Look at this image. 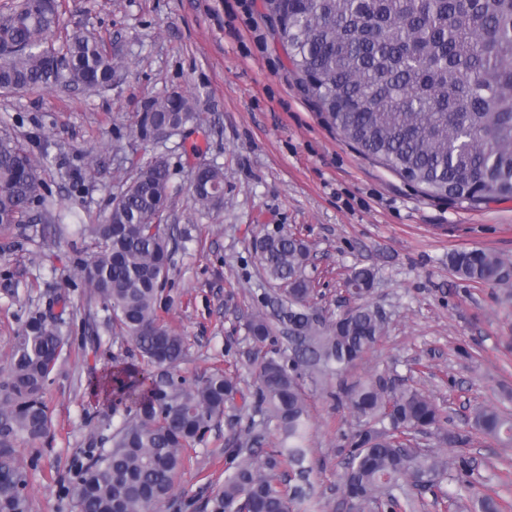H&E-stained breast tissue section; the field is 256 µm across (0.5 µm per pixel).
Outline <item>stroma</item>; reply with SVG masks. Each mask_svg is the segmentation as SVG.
Instances as JSON below:
<instances>
[{"label":"stroma","instance_id":"obj_1","mask_svg":"<svg viewBox=\"0 0 512 512\" xmlns=\"http://www.w3.org/2000/svg\"><path fill=\"white\" fill-rule=\"evenodd\" d=\"M76 32L111 41L120 62L111 86L0 91V136L41 159L46 197L18 228L0 232V368L49 297L61 300L67 339V356L45 396L53 432L13 451L28 512H79L74 488L81 469L108 426L124 417L100 385L114 368L141 359L74 275L91 253L77 227L103 223L136 164L153 156L165 160L172 193L161 223L170 249L162 314L187 343L177 372L239 371L247 397L220 418L180 472L170 512H206L207 498L224 481L225 449L249 433L270 443L276 438L262 423L254 369L271 353L288 357L291 345L277 317L279 287L260 273L252 242L278 227L309 246L304 275L323 323L351 304L347 273L373 271L368 300L383 315L385 334L354 376L384 374L441 407L458 442L426 435L420 447L452 467L468 462L481 481L478 494H461L454 512H480L482 495L512 512V445L469 426L479 405L512 414V200L473 205L426 196L342 141L301 90L264 0H67L48 43L62 48ZM175 90L207 95L203 123L168 138L139 139L143 103ZM201 163L224 169L220 211L201 212L193 203L191 172ZM471 249L503 260L500 283L479 284L452 271L449 255ZM258 313L273 329L262 344L247 328ZM302 383L315 426L308 512H340L356 423L322 377L306 374Z\"/></svg>","mask_w":512,"mask_h":512}]
</instances>
